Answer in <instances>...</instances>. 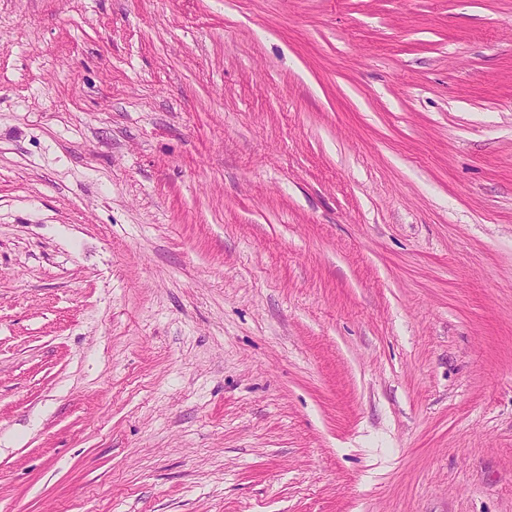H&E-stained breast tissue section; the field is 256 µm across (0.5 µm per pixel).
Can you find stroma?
Here are the masks:
<instances>
[{
  "instance_id": "1",
  "label": "stroma",
  "mask_w": 512,
  "mask_h": 512,
  "mask_svg": "<svg viewBox=\"0 0 512 512\" xmlns=\"http://www.w3.org/2000/svg\"><path fill=\"white\" fill-rule=\"evenodd\" d=\"M0 512H512V0H0Z\"/></svg>"
}]
</instances>
